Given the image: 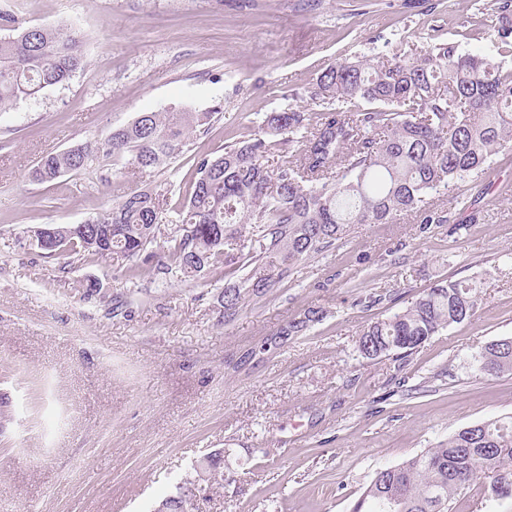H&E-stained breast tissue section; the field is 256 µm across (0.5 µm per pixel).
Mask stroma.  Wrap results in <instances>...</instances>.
<instances>
[{"instance_id":"stroma-1","label":"stroma","mask_w":512,"mask_h":512,"mask_svg":"<svg viewBox=\"0 0 512 512\" xmlns=\"http://www.w3.org/2000/svg\"><path fill=\"white\" fill-rule=\"evenodd\" d=\"M491 0H0L21 25L64 23L87 66L0 112V512H152L224 455L198 512H348L376 469L457 430L512 416V373L481 374L512 337V150L414 213L355 224L225 317L241 265L132 278L120 255L74 262L38 249L35 228L80 224L123 193L174 207L195 159L250 134L266 113L316 111L304 90L329 64L373 62L440 42L512 67ZM213 112L165 169L102 179L28 173L43 155L101 139L140 112ZM482 219L473 224L471 211ZM474 282V315L421 347L376 359L368 323L435 283ZM310 309L319 321L271 351L265 339ZM481 373L497 376L512 371V338L488 344L476 360Z\"/></svg>"}]
</instances>
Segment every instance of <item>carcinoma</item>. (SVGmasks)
Here are the masks:
<instances>
[{"instance_id":"cac0c4a2","label":"carcinoma","mask_w":512,"mask_h":512,"mask_svg":"<svg viewBox=\"0 0 512 512\" xmlns=\"http://www.w3.org/2000/svg\"><path fill=\"white\" fill-rule=\"evenodd\" d=\"M498 40L512 56V0H495ZM0 111L16 101L68 82L86 67L81 39L64 25L21 27L0 13ZM315 103L341 107L314 115L299 107L264 116L247 139L197 160L192 191L174 210L177 228L168 256L184 275L230 265L251 267L244 286L263 295L288 276L298 260L330 247L351 224H388L402 212L422 224L448 215L424 206V197L482 172L512 143V68L454 42L420 53H394L377 62L344 59L326 68L306 90ZM213 113L141 112L102 141H86L43 156L29 178L50 182L68 173L97 174L101 159L121 157L132 172L166 166ZM278 157L270 167L268 158ZM163 205L153 189L125 194L73 234L55 226L64 243L44 253L62 260L119 254L130 276L155 256ZM250 225L258 246L243 234ZM239 239L240 256L225 251ZM224 316L235 314L240 287L224 289ZM476 285L441 281L408 308L360 330L356 345L368 359L412 351L440 330L474 315ZM320 318L311 309L293 320L265 351L297 336ZM488 376L512 371V338L488 344L477 359ZM482 478L484 497H512V419L460 429L433 448L377 471L349 512H451L455 496ZM192 489L165 498L168 512H189Z\"/></svg>"}]
</instances>
